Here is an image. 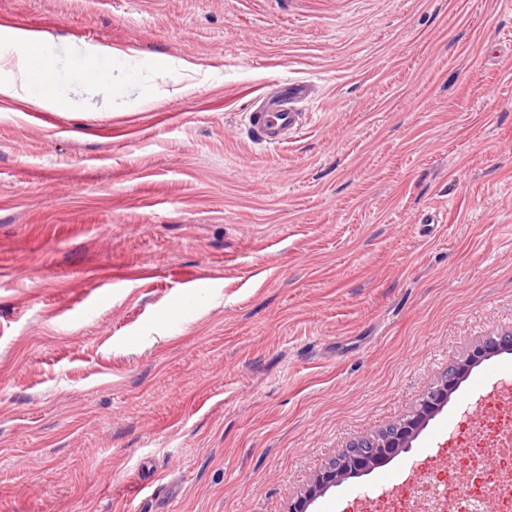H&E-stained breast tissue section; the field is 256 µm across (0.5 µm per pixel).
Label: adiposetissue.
<instances>
[{
	"label": "adipose tissue",
	"mask_w": 512,
	"mask_h": 512,
	"mask_svg": "<svg viewBox=\"0 0 512 512\" xmlns=\"http://www.w3.org/2000/svg\"><path fill=\"white\" fill-rule=\"evenodd\" d=\"M32 41V36L28 34L15 36L12 54L0 60V98L26 102L48 110L66 106L68 100L59 93V74L52 56L43 58L45 90L38 95L32 94L29 84V45Z\"/></svg>",
	"instance_id": "ef3b65f1"
}]
</instances>
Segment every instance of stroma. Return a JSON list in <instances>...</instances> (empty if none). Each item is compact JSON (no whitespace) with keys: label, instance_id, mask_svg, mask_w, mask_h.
Here are the masks:
<instances>
[{"label":"stroma","instance_id":"35a3bbf8","mask_svg":"<svg viewBox=\"0 0 512 512\" xmlns=\"http://www.w3.org/2000/svg\"><path fill=\"white\" fill-rule=\"evenodd\" d=\"M18 30L74 107L0 99V512H287L512 331V0H0ZM285 81L302 127L252 145ZM509 372L312 512L477 444L487 486Z\"/></svg>","mask_w":512,"mask_h":512}]
</instances>
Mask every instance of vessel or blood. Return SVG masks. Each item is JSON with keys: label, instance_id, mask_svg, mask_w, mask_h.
Listing matches in <instances>:
<instances>
[{"label": "vessel or blood", "instance_id": "1", "mask_svg": "<svg viewBox=\"0 0 512 512\" xmlns=\"http://www.w3.org/2000/svg\"><path fill=\"white\" fill-rule=\"evenodd\" d=\"M308 96L309 87L301 82L285 84L281 93L265 98L247 115L251 138L259 144L285 141L301 124L297 102L307 100Z\"/></svg>", "mask_w": 512, "mask_h": 512}]
</instances>
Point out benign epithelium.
Listing matches in <instances>:
<instances>
[{
  "label": "benign epithelium",
  "mask_w": 512,
  "mask_h": 512,
  "mask_svg": "<svg viewBox=\"0 0 512 512\" xmlns=\"http://www.w3.org/2000/svg\"><path fill=\"white\" fill-rule=\"evenodd\" d=\"M511 352V331L496 336L493 345L486 338L474 344L466 356L455 363L457 373L444 374L422 395L410 414L374 433L354 439L340 463L330 461L317 471L309 483L292 498L288 512H308L309 507L331 488L351 478L369 474L377 466L408 452L428 423L447 406L451 395L473 367L494 356Z\"/></svg>",
  "instance_id": "7a95c632"
}]
</instances>
